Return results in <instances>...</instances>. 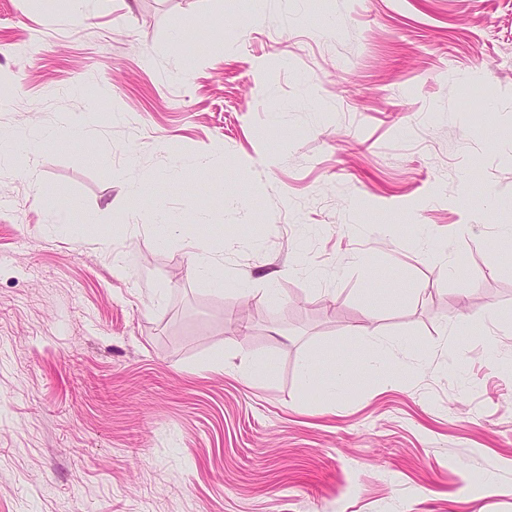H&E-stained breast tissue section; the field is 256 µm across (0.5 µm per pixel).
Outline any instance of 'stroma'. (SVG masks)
<instances>
[{
    "label": "stroma",
    "instance_id": "stroma-1",
    "mask_svg": "<svg viewBox=\"0 0 512 512\" xmlns=\"http://www.w3.org/2000/svg\"><path fill=\"white\" fill-rule=\"evenodd\" d=\"M88 7L0 0V512H512V0ZM320 382L326 390L331 404H335L336 396L351 391L357 384L358 380L353 378L348 368L343 365L334 364L331 371L320 379Z\"/></svg>",
    "mask_w": 512,
    "mask_h": 512
}]
</instances>
